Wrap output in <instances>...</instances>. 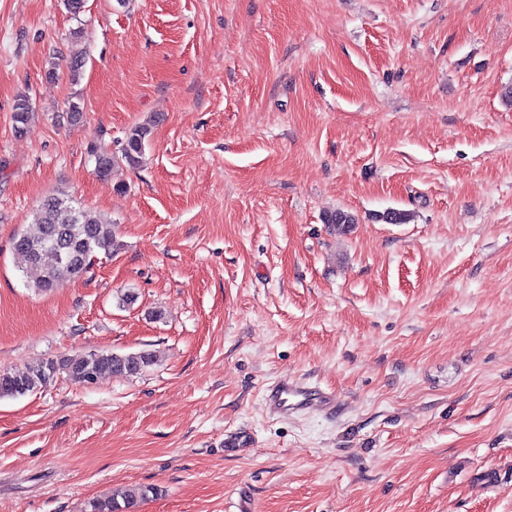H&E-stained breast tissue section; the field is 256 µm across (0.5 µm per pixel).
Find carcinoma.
<instances>
[{"mask_svg":"<svg viewBox=\"0 0 512 512\" xmlns=\"http://www.w3.org/2000/svg\"><path fill=\"white\" fill-rule=\"evenodd\" d=\"M32 118L30 98L19 96L12 113L14 132L19 136L24 134ZM150 134V123L136 125L129 130L121 155L94 154L98 173L110 176L121 162L132 168L138 166ZM19 237L26 244V249L19 253L38 273L32 284L38 293L51 292L65 282L82 277L97 252L113 253L120 248L114 224L74 205V200L62 192L42 200L31 224L19 232ZM155 362L156 356L147 349L131 353L91 351L37 359L17 374L0 373V398L32 393L58 375H64L74 383L89 385L105 374L137 375ZM146 497L145 490L119 492L109 499L92 502L91 512H127L137 500Z\"/></svg>","mask_w":512,"mask_h":512,"instance_id":"carcinoma-1","label":"carcinoma"}]
</instances>
